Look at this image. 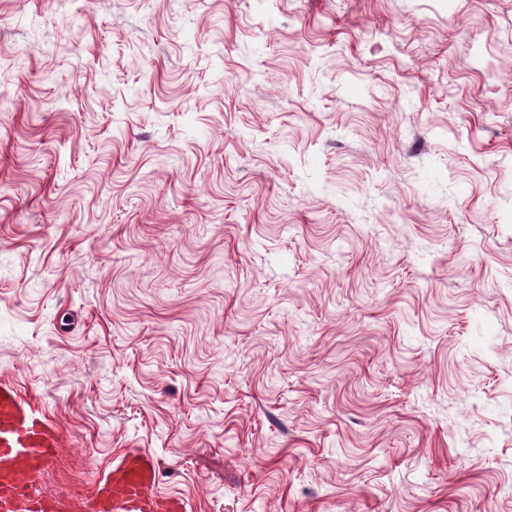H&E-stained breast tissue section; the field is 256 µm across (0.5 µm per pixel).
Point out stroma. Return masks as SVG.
Returning a JSON list of instances; mask_svg holds the SVG:
<instances>
[{"instance_id": "stroma-1", "label": "stroma", "mask_w": 512, "mask_h": 512, "mask_svg": "<svg viewBox=\"0 0 512 512\" xmlns=\"http://www.w3.org/2000/svg\"><path fill=\"white\" fill-rule=\"evenodd\" d=\"M0 378L186 512H512V0H0Z\"/></svg>"}]
</instances>
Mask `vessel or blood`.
Listing matches in <instances>:
<instances>
[{"label":"vessel or blood","instance_id":"obj_1","mask_svg":"<svg viewBox=\"0 0 512 512\" xmlns=\"http://www.w3.org/2000/svg\"><path fill=\"white\" fill-rule=\"evenodd\" d=\"M62 437L34 401L14 383L0 380V512H65L64 499L33 493L32 476L51 469ZM155 460L129 451L117 456L99 475L95 493L83 512H184L177 499L154 493Z\"/></svg>","mask_w":512,"mask_h":512}]
</instances>
